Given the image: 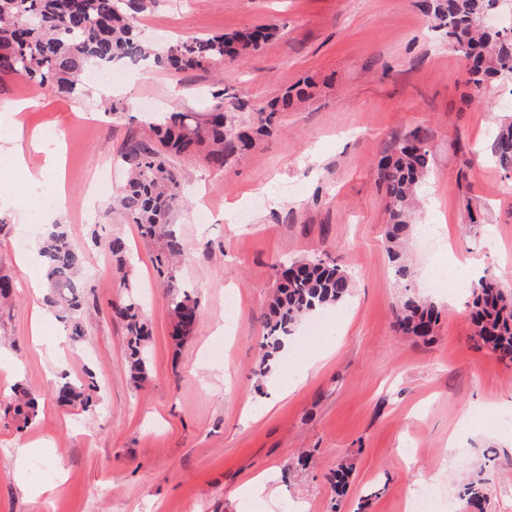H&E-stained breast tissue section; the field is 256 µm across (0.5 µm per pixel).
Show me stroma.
Returning a JSON list of instances; mask_svg holds the SVG:
<instances>
[{"mask_svg": "<svg viewBox=\"0 0 512 512\" xmlns=\"http://www.w3.org/2000/svg\"><path fill=\"white\" fill-rule=\"evenodd\" d=\"M277 25L280 34L239 65L210 70H153L116 64L121 80L88 81L82 94H31L24 79H0V105L28 101L16 145L31 165L35 129L55 124L65 145L67 224L87 255L94 301L84 310L87 334L73 344L52 319L56 346L33 345L29 282L19 265L21 229L13 200L23 184L0 181V272L15 276L13 302L0 305V408L15 383L39 395L36 421L21 425L0 411V512H240L238 490L271 474L265 512H406L425 487L436 488L428 512H469L457 488L488 465L484 512H512V366L470 340L472 281L429 288L436 269L474 265L512 289V194L499 193L500 171L488 159L497 125L512 116V91L491 82L474 92L458 57L430 28L423 0H151L136 25L149 40H177ZM312 80L252 153L211 170L202 157L173 159L187 203L170 215L186 245L180 277L199 307L194 336L170 338L169 317L154 268L155 246L120 210L106 212L124 173L128 140L147 135L158 112L198 111L206 94L256 110ZM127 111H113V103ZM421 129L431 154L403 255L401 282L387 253V198L377 164L399 138ZM485 221L469 224L468 210ZM128 240L134 281L151 338V377L136 388L127 367L125 329L111 316L122 297L113 261L100 243ZM319 257L344 269L352 290L317 311L341 329L335 351L284 393L289 374L317 349L299 324L288 355L266 377L255 374L266 334L265 305L277 269ZM431 299L440 318L430 340L394 328L407 288ZM237 313L227 318L226 295ZM92 368L104 390L95 412L60 406V372L72 379ZM503 414L485 413L488 405ZM479 412L458 427L465 408ZM457 445H449L450 437ZM33 450L52 496L34 493L15 471L18 449ZM493 459H486L487 449ZM309 453L299 469V453ZM353 465L348 491L336 498L326 480L337 460Z\"/></svg>", "mask_w": 512, "mask_h": 512, "instance_id": "stroma-1", "label": "stroma"}]
</instances>
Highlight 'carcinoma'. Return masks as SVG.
Returning a JSON list of instances; mask_svg holds the SVG:
<instances>
[{"instance_id":"cac0c4a2","label":"carcinoma","mask_w":512,"mask_h":512,"mask_svg":"<svg viewBox=\"0 0 512 512\" xmlns=\"http://www.w3.org/2000/svg\"><path fill=\"white\" fill-rule=\"evenodd\" d=\"M498 0H426L425 9L434 28L463 62L468 82L479 91L494 79L512 80V30H487L483 16L496 8ZM146 8V0H0V78L20 76L41 88L58 93L76 90L81 74L90 65L107 67L121 60L148 61L171 70H208L215 65H235L257 53L277 36L274 25L258 26L230 34L192 37L156 47L147 45L134 18ZM300 88L285 91L266 108L258 109L253 124L240 126L232 111L224 109V92H211L205 112L174 109L151 123L158 146L140 141L126 153L129 175L113 199L127 218L138 225L142 236L160 243L154 255L162 278L165 305L170 318V336L182 343L194 336L198 304L177 280L175 271L185 254L182 239L170 228L169 215L183 202L177 178L170 169L173 157L203 155L217 169L248 152L261 133L272 131L280 114L294 101L305 97ZM493 164L512 176V120L502 121L489 145ZM431 164L430 150L419 132L407 133L394 151L377 166L378 182L385 189L389 223L386 238L401 280L410 269L401 260L399 244L409 233L417 191ZM44 258V273L50 287L47 302L66 324L67 336L80 342L87 333L82 318L88 306L90 282L82 277L84 252L72 241L67 225L53 224L38 241ZM103 250L124 267L128 254L126 239L113 234L102 243ZM351 282L340 267L315 258L297 262L281 273V282L268 303L266 336L261 344L259 376H266L276 361L285 337L294 334L308 314L336 304L350 293ZM113 315L125 327L126 351L136 386L149 381L147 347L150 330L137 296L128 293L110 303ZM470 339L489 349L495 358L512 366V295L492 276L479 279L473 291ZM439 312L436 306L409 295L396 315L397 331L418 337L433 334ZM57 401L83 412L96 409L103 390L91 370L74 382L62 375L56 385ZM8 410L23 425L38 414L36 396L22 384L13 388ZM353 465L340 460L326 475L338 496L345 494ZM486 478L477 477L463 485L459 497L476 512H482Z\"/></svg>"}]
</instances>
